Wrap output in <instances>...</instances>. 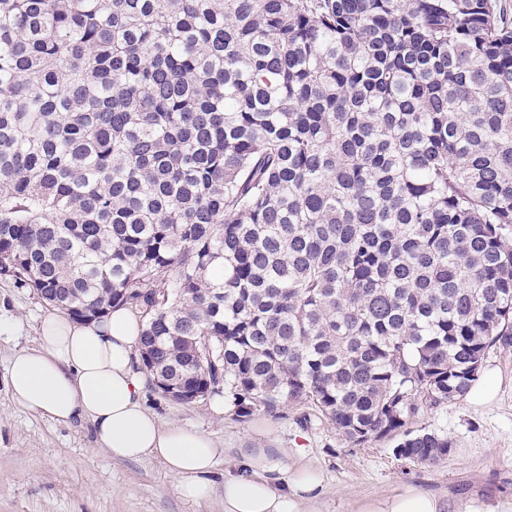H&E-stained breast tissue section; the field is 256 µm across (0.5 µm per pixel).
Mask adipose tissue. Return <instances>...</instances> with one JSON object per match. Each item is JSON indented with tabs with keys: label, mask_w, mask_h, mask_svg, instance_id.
<instances>
[{
	"label": "adipose tissue",
	"mask_w": 512,
	"mask_h": 512,
	"mask_svg": "<svg viewBox=\"0 0 512 512\" xmlns=\"http://www.w3.org/2000/svg\"><path fill=\"white\" fill-rule=\"evenodd\" d=\"M140 335V322L122 307L91 320L50 314L40 346L15 351L1 380L18 408L58 424L90 423L112 459L161 460L180 496L202 502L224 451L209 435L163 424L145 407L150 377L134 365ZM323 493L319 470L292 469L261 451L245 455L242 470L224 473V512H318ZM359 512H440V503L408 487L365 501Z\"/></svg>",
	"instance_id": "ef3b65f1"
}]
</instances>
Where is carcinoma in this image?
I'll return each instance as SVG.
<instances>
[{"label":"carcinoma","mask_w":512,"mask_h":512,"mask_svg":"<svg viewBox=\"0 0 512 512\" xmlns=\"http://www.w3.org/2000/svg\"><path fill=\"white\" fill-rule=\"evenodd\" d=\"M0 275L154 379L412 463L512 346L498 0H0Z\"/></svg>","instance_id":"obj_1"}]
</instances>
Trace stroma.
Instances as JSON below:
<instances>
[{"instance_id":"1","label":"stroma","mask_w":512,"mask_h":512,"mask_svg":"<svg viewBox=\"0 0 512 512\" xmlns=\"http://www.w3.org/2000/svg\"><path fill=\"white\" fill-rule=\"evenodd\" d=\"M51 308L30 288L0 277V315L12 318L13 336L0 339V377L15 350L39 343V324ZM484 370L496 372V397L482 406L463 400L427 410L416 427L446 434L450 454L433 465L396 457L395 439L351 446L333 425L303 406L246 419L215 413L212 397L183 403L156 386L144 403L163 423L209 434L223 448L220 465L233 468L244 454L264 450L289 466L320 469L326 482L320 512H357L360 502L407 486L436 495L441 512L475 498L488 506L512 504V348L490 350ZM0 512H224V487L205 503L178 493L160 461L112 459L97 446L90 424L65 426L17 409L0 384Z\"/></svg>"}]
</instances>
